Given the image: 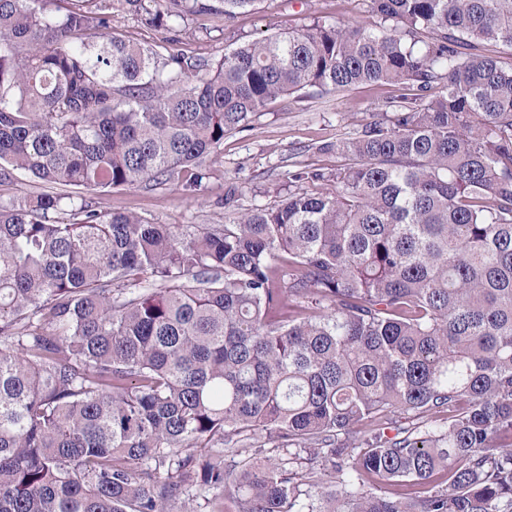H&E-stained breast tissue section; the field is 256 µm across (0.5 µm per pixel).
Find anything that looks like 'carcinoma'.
Here are the masks:
<instances>
[{
  "label": "carcinoma",
  "mask_w": 512,
  "mask_h": 512,
  "mask_svg": "<svg viewBox=\"0 0 512 512\" xmlns=\"http://www.w3.org/2000/svg\"><path fill=\"white\" fill-rule=\"evenodd\" d=\"M45 2L0 0V183L76 194L0 204V512H512V0H371L215 64L112 11L175 32L259 0ZM367 83L420 94L231 224L85 197L199 191L268 103ZM256 430L278 461L237 465Z\"/></svg>",
  "instance_id": "cac0c4a2"
}]
</instances>
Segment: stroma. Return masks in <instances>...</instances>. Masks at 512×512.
<instances>
[{"instance_id": "35a3bbf8", "label": "stroma", "mask_w": 512, "mask_h": 512, "mask_svg": "<svg viewBox=\"0 0 512 512\" xmlns=\"http://www.w3.org/2000/svg\"><path fill=\"white\" fill-rule=\"evenodd\" d=\"M321 19L346 24L370 21V0H258L254 10L225 21L223 15L191 14L177 42L140 17L115 13L111 31L159 54L180 51L194 59L218 61L225 52L254 39L312 25ZM392 89L362 85L346 93L316 89L270 102L243 131L225 137L207 162L201 191H184L173 181L160 188L142 185L92 194L106 212L136 213L158 224H224L256 205H270L284 193L288 172L318 168L334 172L346 164L327 143L358 134L391 111Z\"/></svg>"}]
</instances>
